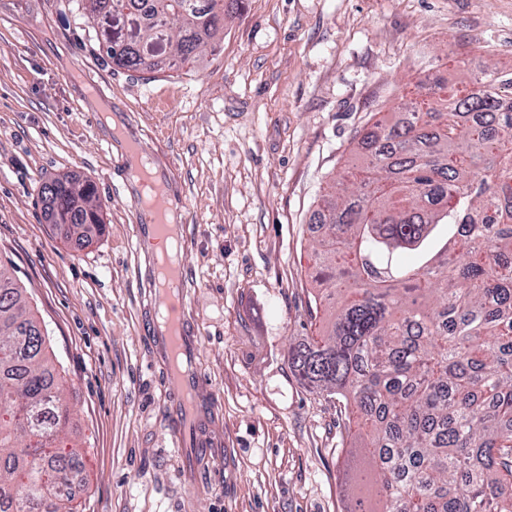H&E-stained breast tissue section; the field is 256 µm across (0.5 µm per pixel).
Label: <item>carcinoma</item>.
<instances>
[{"label":"carcinoma","instance_id":"cac0c4a2","mask_svg":"<svg viewBox=\"0 0 512 512\" xmlns=\"http://www.w3.org/2000/svg\"><path fill=\"white\" fill-rule=\"evenodd\" d=\"M75 0L104 61H196L239 0ZM417 98L359 135L360 163L315 217V305L328 328L293 347L306 384L346 400L380 512H512V68ZM93 184L50 181L48 220L89 244ZM39 322L0 264V512H75L72 421Z\"/></svg>","mask_w":512,"mask_h":512}]
</instances>
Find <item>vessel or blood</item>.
I'll return each mask as SVG.
<instances>
[{"label":"vessel or blood","instance_id":"b4317fda","mask_svg":"<svg viewBox=\"0 0 512 512\" xmlns=\"http://www.w3.org/2000/svg\"><path fill=\"white\" fill-rule=\"evenodd\" d=\"M141 177L131 201L142 215L137 238L146 250L149 272L148 333L157 358L168 368L173 443L181 450L184 471L189 472L196 467L199 457L218 446L219 439L212 431L215 411L207 398L205 379L194 366L199 336L185 316L188 240L184 225L168 220L171 192L165 174L150 169L142 172ZM169 240L178 244L181 258L164 275L158 270L160 255L153 247Z\"/></svg>","mask_w":512,"mask_h":512}]
</instances>
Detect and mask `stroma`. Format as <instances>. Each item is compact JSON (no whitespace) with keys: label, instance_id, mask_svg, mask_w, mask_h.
Masks as SVG:
<instances>
[{"label":"stroma","instance_id":"stroma-1","mask_svg":"<svg viewBox=\"0 0 512 512\" xmlns=\"http://www.w3.org/2000/svg\"><path fill=\"white\" fill-rule=\"evenodd\" d=\"M488 63L512 65V0H244L175 73L106 64L67 0H0V262L48 329L86 471L77 512H349L362 440L342 399L288 365L327 318L313 213L430 66L453 84ZM132 136L183 202L186 313L224 436L192 478L143 328ZM57 177L97 189L105 231L89 246L45 217L39 187Z\"/></svg>","mask_w":512,"mask_h":512}]
</instances>
